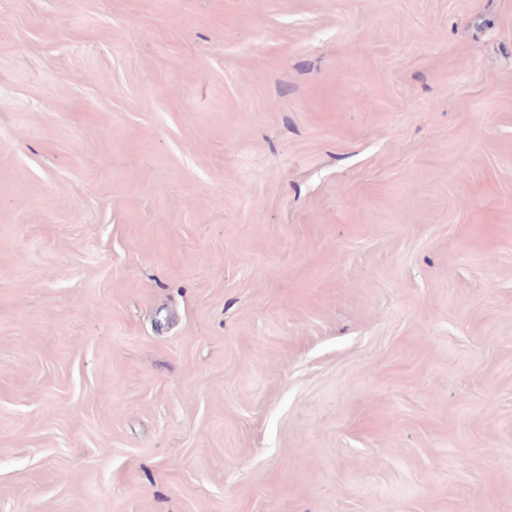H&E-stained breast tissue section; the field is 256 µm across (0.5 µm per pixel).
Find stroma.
<instances>
[{
  "mask_svg": "<svg viewBox=\"0 0 512 512\" xmlns=\"http://www.w3.org/2000/svg\"><path fill=\"white\" fill-rule=\"evenodd\" d=\"M0 512H512V0H0Z\"/></svg>",
  "mask_w": 512,
  "mask_h": 512,
  "instance_id": "stroma-1",
  "label": "stroma"
}]
</instances>
